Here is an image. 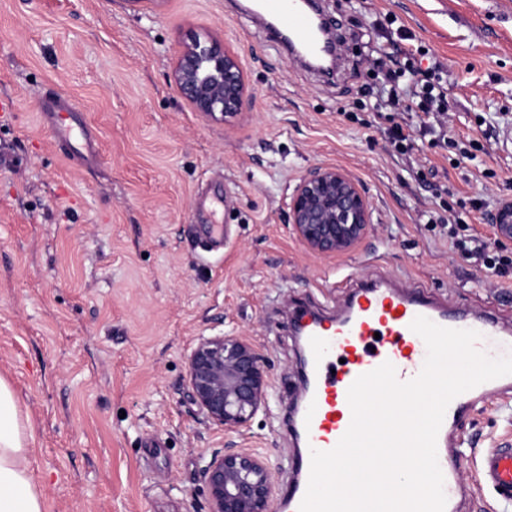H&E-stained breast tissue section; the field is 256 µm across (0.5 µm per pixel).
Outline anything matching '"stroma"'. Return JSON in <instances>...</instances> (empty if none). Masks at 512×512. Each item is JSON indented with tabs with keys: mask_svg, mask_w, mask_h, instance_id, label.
Segmentation results:
<instances>
[{
	"mask_svg": "<svg viewBox=\"0 0 512 512\" xmlns=\"http://www.w3.org/2000/svg\"><path fill=\"white\" fill-rule=\"evenodd\" d=\"M322 7L343 42L331 79L246 0H0V376L35 430L47 512H207L202 469L228 443L267 459L279 501L297 453L281 417L300 392L288 316L311 301L336 312L338 281L381 274L512 324V272L460 258L425 217L460 214L459 235L485 240L489 208L512 198V0ZM397 27L416 64L442 65L451 143L418 137V108H374L370 65ZM197 32L241 59L252 103L232 124L201 118L171 85ZM49 95L72 104L81 142L40 126ZM395 122L416 136L409 154L386 145ZM317 164L371 205L373 234L342 256L313 254L287 221ZM209 224L223 245L207 243ZM229 330L269 366V408L242 436L212 425L185 381L197 339ZM461 439L475 512H512L474 459L512 446V400L480 405Z\"/></svg>",
	"mask_w": 512,
	"mask_h": 512,
	"instance_id": "stroma-1",
	"label": "stroma"
}]
</instances>
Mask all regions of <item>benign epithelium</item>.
<instances>
[{
    "label": "benign epithelium",
    "mask_w": 512,
    "mask_h": 512,
    "mask_svg": "<svg viewBox=\"0 0 512 512\" xmlns=\"http://www.w3.org/2000/svg\"><path fill=\"white\" fill-rule=\"evenodd\" d=\"M171 78L180 97L214 121L233 122L249 102L239 56L209 33L196 34L183 45ZM488 221L493 245L512 249V199L502 201ZM288 224L321 256L346 254L373 230L370 204L360 185L322 164L295 186ZM185 378L207 420L226 432L243 433L268 406L265 359L249 337L235 331L198 338L187 356ZM203 474L209 512H269L271 473L261 456L229 447L211 455Z\"/></svg>",
    "instance_id": "benign-epithelium-1"
}]
</instances>
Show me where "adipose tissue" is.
Listing matches in <instances>:
<instances>
[{"label":"adipose tissue","instance_id":"ef3b65f1","mask_svg":"<svg viewBox=\"0 0 512 512\" xmlns=\"http://www.w3.org/2000/svg\"><path fill=\"white\" fill-rule=\"evenodd\" d=\"M34 442L10 383L0 377V512H47L31 468Z\"/></svg>","mask_w":512,"mask_h":512}]
</instances>
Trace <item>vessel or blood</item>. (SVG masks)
I'll use <instances>...</instances> for the list:
<instances>
[{"mask_svg": "<svg viewBox=\"0 0 512 512\" xmlns=\"http://www.w3.org/2000/svg\"><path fill=\"white\" fill-rule=\"evenodd\" d=\"M261 13L275 20L297 44L316 48L312 15L296 0H259ZM68 103L49 99L41 113L44 125L59 140L70 139L74 128L67 121ZM419 316L450 329L480 333L478 349L492 357L512 354V328L501 327L491 316L469 317L436 302L425 288H405L390 280L362 282L351 288L343 311L333 318L319 317L304 336L307 389L304 407L292 425L306 452L295 458V481L279 502L280 512H299L310 474V449H333L348 430L352 413L347 393L355 379L390 362L399 380L421 371L427 350L411 322ZM512 393V375L482 383L455 397L449 404L437 437L438 461L447 497L445 512H464L467 488L462 482L454 451L455 435L473 409L493 396ZM478 474L498 500L512 505V448H492L479 457Z\"/></svg>", "mask_w": 512, "mask_h": 512, "instance_id": "b4317fda", "label": "vessel or blood"}]
</instances>
